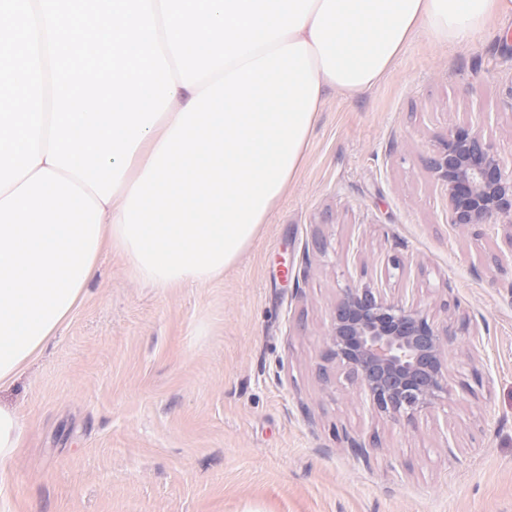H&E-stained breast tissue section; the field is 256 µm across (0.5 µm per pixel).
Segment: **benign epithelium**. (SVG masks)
<instances>
[{
  "label": "benign epithelium",
  "instance_id": "7a95c632",
  "mask_svg": "<svg viewBox=\"0 0 512 512\" xmlns=\"http://www.w3.org/2000/svg\"><path fill=\"white\" fill-rule=\"evenodd\" d=\"M448 194L450 223L502 227L512 252V174L481 126H453L431 161ZM458 336L417 305L371 288H346L336 303L323 360L335 363L357 395L395 423L449 398L448 364Z\"/></svg>",
  "mask_w": 512,
  "mask_h": 512
}]
</instances>
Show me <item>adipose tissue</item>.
Wrapping results in <instances>:
<instances>
[{"label": "adipose tissue", "mask_w": 512, "mask_h": 512, "mask_svg": "<svg viewBox=\"0 0 512 512\" xmlns=\"http://www.w3.org/2000/svg\"><path fill=\"white\" fill-rule=\"evenodd\" d=\"M512 16V0H314L302 29L289 33L286 44L303 42L319 88L311 113L318 121L329 92L352 99L371 90L394 69L403 49L420 34L433 44L458 41L485 31ZM198 87L177 86L168 108L135 150L122 182L100 219L98 251L112 250L129 274L153 287H176L211 282L208 273L185 274L171 280H149L130 244L124 243L119 222L130 190L158 146L173 127L178 113L198 94Z\"/></svg>", "instance_id": "1"}]
</instances>
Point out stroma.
<instances>
[{
  "mask_svg": "<svg viewBox=\"0 0 512 512\" xmlns=\"http://www.w3.org/2000/svg\"><path fill=\"white\" fill-rule=\"evenodd\" d=\"M479 122L511 162L512 17L446 47L417 37L381 84L330 96L306 167L222 277L155 288L104 252L0 388L26 425L0 475L12 512H512V254L501 228L451 224L431 169L449 125ZM348 287L459 333L451 404L397 425L323 365Z\"/></svg>",
  "mask_w": 512,
  "mask_h": 512,
  "instance_id": "35a3bbf8",
  "label": "stroma"
}]
</instances>
